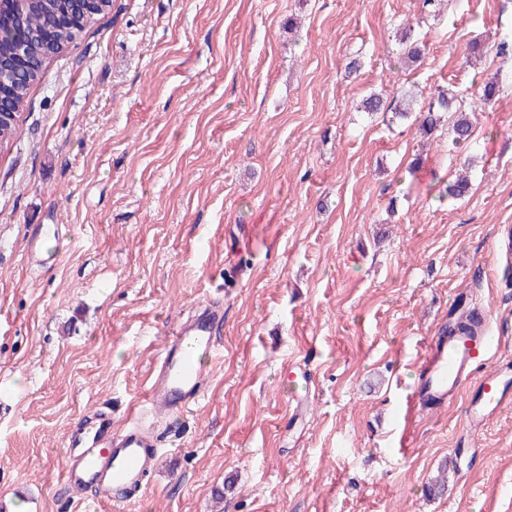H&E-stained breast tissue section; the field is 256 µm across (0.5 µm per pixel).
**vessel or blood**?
Returning <instances> with one entry per match:
<instances>
[{
	"mask_svg": "<svg viewBox=\"0 0 512 512\" xmlns=\"http://www.w3.org/2000/svg\"><path fill=\"white\" fill-rule=\"evenodd\" d=\"M223 317L219 306L204 304L173 326L144 400L122 429L113 428L107 411L70 427L68 485L112 493L141 489L160 447L146 418L154 411L185 413L199 403L206 386L201 360L220 354L214 332ZM490 328L485 313L474 330L433 338L421 360L420 383L408 397L410 411L442 407L463 394L465 422L476 430L512 408V360L491 361Z\"/></svg>",
	"mask_w": 512,
	"mask_h": 512,
	"instance_id": "obj_1",
	"label": "vessel or blood"
}]
</instances>
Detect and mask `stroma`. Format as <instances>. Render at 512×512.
<instances>
[{"mask_svg":"<svg viewBox=\"0 0 512 512\" xmlns=\"http://www.w3.org/2000/svg\"><path fill=\"white\" fill-rule=\"evenodd\" d=\"M506 36L512 0H116L53 57L0 153V512H512V409L479 431L459 401L407 411L458 307L512 356ZM401 87L456 90L470 142L363 110ZM204 302L223 357L154 419L146 495L66 488L70 426H124Z\"/></svg>","mask_w":512,"mask_h":512,"instance_id":"obj_1","label":"stroma"}]
</instances>
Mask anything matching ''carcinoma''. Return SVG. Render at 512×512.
<instances>
[{
    "mask_svg": "<svg viewBox=\"0 0 512 512\" xmlns=\"http://www.w3.org/2000/svg\"><path fill=\"white\" fill-rule=\"evenodd\" d=\"M112 7V0H102V6L88 17L77 29H60L56 33L58 50L63 53L75 45L83 33L91 29L99 16ZM74 0H21L13 8L0 12V57L15 56L17 46L24 47V61L19 78L7 79L0 85V98L10 114L0 120V149L14 143L19 133V119L25 108L30 89L39 84L44 76L48 60L43 44L36 34L53 27L54 23L72 13ZM457 94L450 89L438 92L426 107H419L420 129L430 134L444 120V114L454 113L448 124L452 143L462 145L472 136L468 113L457 109Z\"/></svg>",
    "mask_w": 512,
    "mask_h": 512,
    "instance_id": "cac0c4a2",
    "label": "carcinoma"
}]
</instances>
